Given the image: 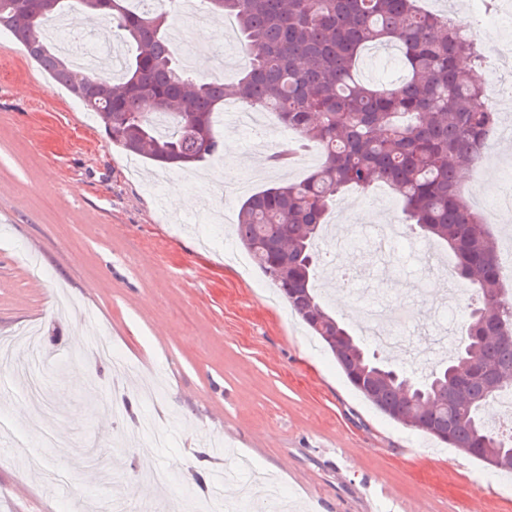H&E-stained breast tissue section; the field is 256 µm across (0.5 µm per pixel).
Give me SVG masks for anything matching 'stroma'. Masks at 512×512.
I'll use <instances>...</instances> for the list:
<instances>
[{
	"label": "stroma",
	"instance_id": "obj_1",
	"mask_svg": "<svg viewBox=\"0 0 512 512\" xmlns=\"http://www.w3.org/2000/svg\"><path fill=\"white\" fill-rule=\"evenodd\" d=\"M498 4L481 14L486 51L512 48V0ZM261 118V128L215 126L238 168L218 160L195 171L159 169L113 146L96 116L0 29V345L35 332L57 408L47 427L69 439L24 465L19 442L38 434L39 405L16 372L29 357L0 361V512H94L116 495L167 512L202 498L198 481L219 477L214 512H225L240 498L244 478L229 469L242 456L277 476L300 512H381L369 502L380 486L396 512H512V491L487 478L482 463L367 403L236 245L248 193L302 180L323 160L316 151L297 169L272 165L269 153L252 149L277 140L274 114ZM496 152L460 179L479 210L477 186L512 194V141L499 140ZM401 214L388 186L346 191L319 245L363 270L371 261L362 233ZM390 259L399 282L425 286L428 298L447 293L455 259L445 244L403 234ZM315 285L330 313L359 329L361 303L348 288L323 275ZM400 307L411 353L454 354L458 324L430 319L413 297ZM89 330L101 332L115 361L86 344ZM81 368L84 378L74 379ZM116 377L135 420H112ZM145 418L164 443H145ZM157 468L170 479L154 497L131 493Z\"/></svg>",
	"mask_w": 512,
	"mask_h": 512
}]
</instances>
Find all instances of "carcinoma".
Here are the masks:
<instances>
[{
    "mask_svg": "<svg viewBox=\"0 0 512 512\" xmlns=\"http://www.w3.org/2000/svg\"><path fill=\"white\" fill-rule=\"evenodd\" d=\"M0 0V28L27 56L95 113L106 137L126 154L182 169L223 150L214 114L227 100L271 110L283 129L315 146L323 162L301 181L271 186L241 205L236 236L290 308L335 357L350 384L390 420L474 458L493 475L512 474V434L489 429L478 415L512 389V304L503 299L501 263L484 216L461 195L448 163L473 162L497 127L485 105V61L469 32L417 0H201L234 17L246 61L232 83L189 75L170 43L169 12L157 0H112L100 15L116 29L120 77L75 69L44 36V23L72 0L37 11ZM395 44L406 77L374 85L356 77L368 46ZM468 58L470 68L460 67ZM94 87L93 103L76 86ZM383 182L401 199L407 229L447 244L456 274L477 304L463 306L454 357L420 376L377 356V342L356 339L315 288L323 259L319 240L330 204L350 188Z\"/></svg>",
    "mask_w": 512,
    "mask_h": 512,
    "instance_id": "cac0c4a2",
    "label": "carcinoma"
}]
</instances>
